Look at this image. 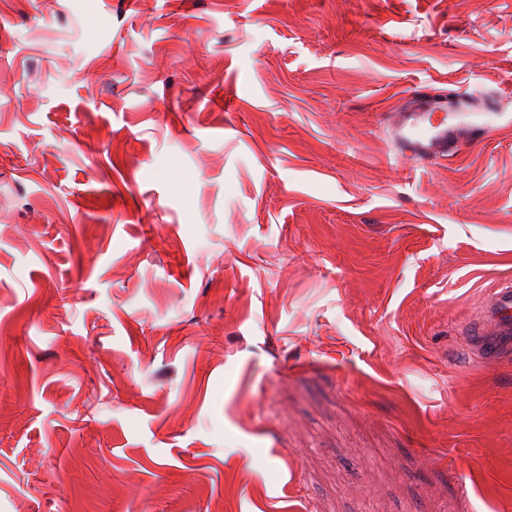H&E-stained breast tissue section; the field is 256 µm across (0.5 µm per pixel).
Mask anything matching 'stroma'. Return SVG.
<instances>
[{
	"label": "stroma",
	"mask_w": 512,
	"mask_h": 512,
	"mask_svg": "<svg viewBox=\"0 0 512 512\" xmlns=\"http://www.w3.org/2000/svg\"><path fill=\"white\" fill-rule=\"evenodd\" d=\"M509 281L512 0H0V512H512ZM469 106L467 93L446 100L427 90L415 91L407 106L389 114V132L399 154L431 162L455 154L463 140L484 137L498 114L487 100L482 101L481 112ZM487 317L495 321L500 334L510 336L512 332V286L495 288L486 302Z\"/></svg>",
	"instance_id": "obj_1"
}]
</instances>
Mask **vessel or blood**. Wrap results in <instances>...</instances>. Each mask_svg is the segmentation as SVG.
I'll list each match as a JSON object with an SVG mask.
<instances>
[{
  "mask_svg": "<svg viewBox=\"0 0 512 512\" xmlns=\"http://www.w3.org/2000/svg\"><path fill=\"white\" fill-rule=\"evenodd\" d=\"M470 104L466 94L446 100L423 89L415 91L407 106L390 114L389 132L399 154L430 162L455 154L462 141L484 137L493 126V107L485 100L476 112ZM486 313L501 336L512 334L511 285L494 289Z\"/></svg>",
  "mask_w": 512,
  "mask_h": 512,
  "instance_id": "vessel-or-blood-1",
  "label": "vessel or blood"
}]
</instances>
